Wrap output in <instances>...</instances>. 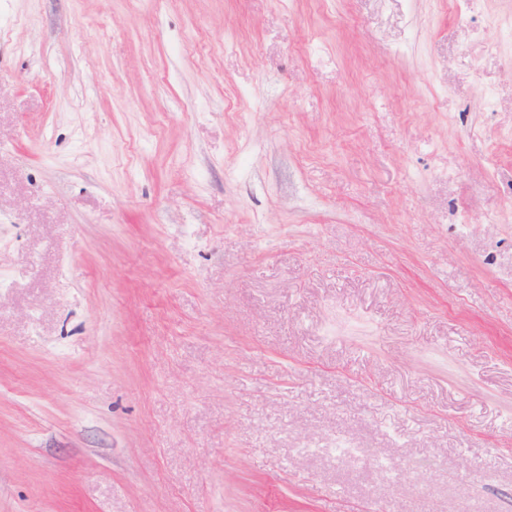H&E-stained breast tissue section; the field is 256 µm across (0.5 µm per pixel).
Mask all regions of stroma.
Returning a JSON list of instances; mask_svg holds the SVG:
<instances>
[{
	"mask_svg": "<svg viewBox=\"0 0 512 512\" xmlns=\"http://www.w3.org/2000/svg\"><path fill=\"white\" fill-rule=\"evenodd\" d=\"M0 278V512H512V0H0Z\"/></svg>",
	"mask_w": 512,
	"mask_h": 512,
	"instance_id": "1",
	"label": "stroma"
}]
</instances>
